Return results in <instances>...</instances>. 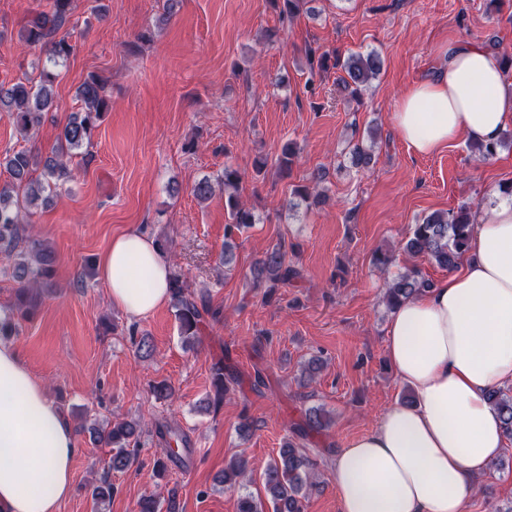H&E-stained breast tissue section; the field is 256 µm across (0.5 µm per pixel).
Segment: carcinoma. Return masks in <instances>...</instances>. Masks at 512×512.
Wrapping results in <instances>:
<instances>
[{
  "instance_id": "carcinoma-1",
  "label": "carcinoma",
  "mask_w": 512,
  "mask_h": 512,
  "mask_svg": "<svg viewBox=\"0 0 512 512\" xmlns=\"http://www.w3.org/2000/svg\"><path fill=\"white\" fill-rule=\"evenodd\" d=\"M73 0H49V8L36 12L20 30L24 45L40 49L47 62L55 64L70 56L73 46L71 32L67 29L72 13ZM334 65L346 73L342 79L344 89L355 99L360 97L362 87L368 85L382 69L381 57L375 52L358 53L345 60H335ZM58 73L44 68L37 79H21L9 87L0 85V112L8 113L16 128L28 138L43 124L51 112L59 109L56 96ZM81 111L73 113L62 127L52 156L40 162L36 153L21 149L0 153V167L9 173L11 181L0 187V258L12 268L16 288L15 311L26 315L39 302V291L47 287L54 275L49 247L27 234L24 224L30 215L29 209L47 202L53 187L68 181L72 171L64 157L77 153L90 142L97 122L108 107L104 83L95 76L85 80L77 90ZM502 138L488 143H474L472 147L478 158L490 160L497 154ZM352 165L365 168L370 165L372 154L369 148L356 144L350 151ZM43 164L40 175L33 176L37 164ZM240 175L230 166L224 167L222 184L227 192L225 207L229 222L224 233V264L233 261L232 232L255 223L253 213L244 208L238 195ZM473 224L471 208L464 206L458 211L436 212L424 217L414 225L404 251L414 258H425L441 268L453 270L466 251ZM256 280H266L272 285H286L298 277V272L288 265L286 253L281 246L265 251L254 268ZM431 288L430 280L420 270L411 268L387 283L385 302L391 309L400 303L417 298ZM169 295L175 317L178 320L180 337L185 346L198 342L201 326L206 318L213 320L219 311L212 308L207 294L190 290L182 271L173 270ZM239 382L232 371H224V361L218 360L212 367L214 396L208 398V406L215 409L224 404V395L230 386ZM488 400L501 421L504 437L512 440V395L503 389L489 392ZM330 420L319 408L305 411L301 423L295 427L298 437L304 439L328 428ZM93 440L112 448L109 470L121 472L130 467L133 451L140 446L138 423L115 419L91 428ZM168 451L156 461V472L161 474L168 464H183L191 454L188 436L170 424L158 426ZM248 478L247 463L236 459L224 470V483L236 484ZM262 485L265 496L247 494L240 500L239 512H301V500L316 485L313 463L307 448L290 440L279 448L263 472ZM114 487L108 476H102L93 487L92 499L96 508H101L112 499Z\"/></svg>"
}]
</instances>
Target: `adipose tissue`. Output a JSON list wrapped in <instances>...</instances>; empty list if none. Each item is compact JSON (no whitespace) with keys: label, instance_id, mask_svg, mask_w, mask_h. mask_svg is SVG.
Masks as SVG:
<instances>
[{"label":"adipose tissue","instance_id":"1","mask_svg":"<svg viewBox=\"0 0 512 512\" xmlns=\"http://www.w3.org/2000/svg\"><path fill=\"white\" fill-rule=\"evenodd\" d=\"M416 154L463 137L487 143L512 124L499 59L479 43L453 46L433 77L394 106ZM461 270L391 314L387 356L415 394L333 460L340 512H463L472 479L502 453L487 401L512 387V201L478 211ZM112 306L139 319L169 297L171 264L156 239L115 236L97 259ZM73 430L11 346L0 344V512H60L73 492Z\"/></svg>","mask_w":512,"mask_h":512}]
</instances>
